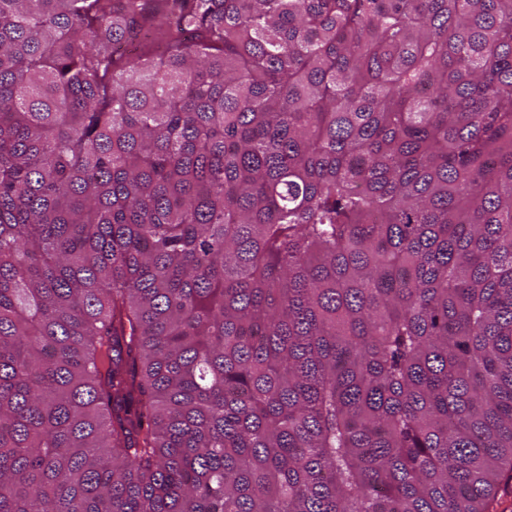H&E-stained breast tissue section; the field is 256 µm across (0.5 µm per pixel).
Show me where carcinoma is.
Here are the masks:
<instances>
[{
  "mask_svg": "<svg viewBox=\"0 0 512 512\" xmlns=\"http://www.w3.org/2000/svg\"><path fill=\"white\" fill-rule=\"evenodd\" d=\"M506 466L512 0H0V512H486Z\"/></svg>",
  "mask_w": 512,
  "mask_h": 512,
  "instance_id": "cac0c4a2",
  "label": "carcinoma"
}]
</instances>
